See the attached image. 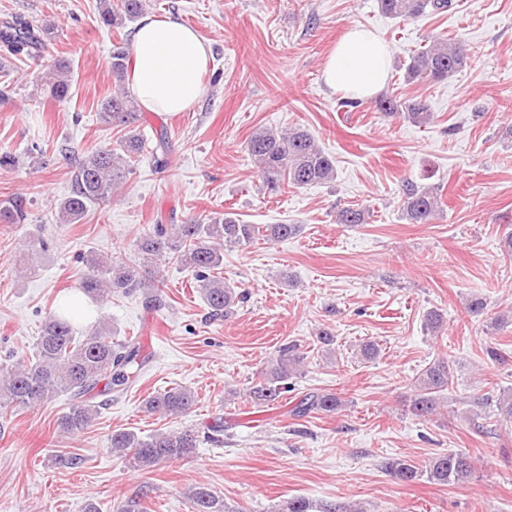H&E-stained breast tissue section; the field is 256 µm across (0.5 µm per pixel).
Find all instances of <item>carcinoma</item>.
<instances>
[{
  "label": "carcinoma",
  "mask_w": 512,
  "mask_h": 512,
  "mask_svg": "<svg viewBox=\"0 0 512 512\" xmlns=\"http://www.w3.org/2000/svg\"><path fill=\"white\" fill-rule=\"evenodd\" d=\"M144 0H100L101 22L112 28H122L136 21L144 12ZM451 6L450 0H378L380 11L392 19L417 18L431 11L441 13ZM51 27L39 29L22 16H12L0 22V47L14 56L24 55L34 61L43 60V34ZM469 49L462 41L450 42L436 37L430 44L414 52L405 69L406 81L442 82L467 66ZM131 58L126 48L113 45L109 66L112 71V96L101 104L100 117L119 130L110 146L99 147L79 160L74 172V184L69 196L58 206V218L64 224H74L85 214L90 204H105L132 174L133 162L144 152V142L136 133L142 121L136 98L126 88ZM46 81L40 92L57 102L68 99L71 70L65 59L45 64ZM383 115L403 112L417 124L431 116L428 105L421 101H402L393 96L375 102ZM246 151L271 191L282 185L300 188L335 179L336 164L322 150L308 131L300 126L284 132L262 130L253 134ZM440 199L432 188L408 190L402 211L412 224H429L440 212ZM368 212L363 208L344 207L337 212L340 224H364ZM24 216L22 203L14 201L0 207L1 224H19ZM297 224H244L233 213L222 218L199 217L188 224H154L145 229L137 240L140 253L150 259L174 261L191 272L199 283L203 300L214 317L231 312L240 297L224 286L216 270L224 265V247L247 248L257 240L286 239L297 234ZM83 292L96 299L111 292L140 290L146 302L162 301L158 279H149L145 271L117 263L97 254L85 259L81 276ZM301 363L299 355L286 349L266 372L265 382L253 388L250 398L258 404H269L288 391V379L296 374ZM139 343L133 339L112 341V330L106 326L94 329L86 336L75 335L70 320L62 314H51L36 338L31 360L0 375V413L15 408L36 407L65 394L69 407L58 426L66 434L80 433L95 420L98 409L91 403L90 393L105 379L115 385L129 380L128 370L141 369ZM453 372L445 358L428 365L413 381L410 411L426 418L437 412L440 397L452 384ZM195 393L186 387L171 388L149 397L145 409L151 414L184 415L193 408ZM341 405L332 392H312L304 395L291 409L293 415L333 413ZM496 422L512 424V393H503L495 401ZM201 442L198 432L187 429L176 433L156 432L141 437L129 430H114L109 445L136 470H148L161 463H173L194 453ZM385 468L398 480L414 483L421 479L440 485H462L474 473L470 455L450 451L417 464L406 458H392ZM194 512H234L224 505L209 488L195 487L190 492Z\"/></svg>",
  "instance_id": "1"
}]
</instances>
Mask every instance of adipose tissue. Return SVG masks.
<instances>
[{
  "mask_svg": "<svg viewBox=\"0 0 512 512\" xmlns=\"http://www.w3.org/2000/svg\"><path fill=\"white\" fill-rule=\"evenodd\" d=\"M130 83L149 112L178 113L192 108L203 93L206 47L179 20L141 19L136 27ZM390 51L371 30L349 28L329 52L324 83L335 92L363 100L378 94L388 77Z\"/></svg>",
  "mask_w": 512,
  "mask_h": 512,
  "instance_id": "1",
  "label": "adipose tissue"
}]
</instances>
